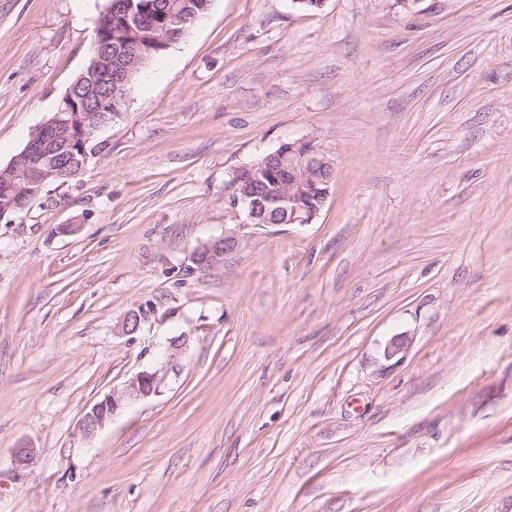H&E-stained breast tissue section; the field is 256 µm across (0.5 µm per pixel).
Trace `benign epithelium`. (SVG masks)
<instances>
[{
  "label": "benign epithelium",
  "mask_w": 512,
  "mask_h": 512,
  "mask_svg": "<svg viewBox=\"0 0 512 512\" xmlns=\"http://www.w3.org/2000/svg\"><path fill=\"white\" fill-rule=\"evenodd\" d=\"M127 0H111L100 15L94 35L93 54L85 71L61 100L58 111L36 128L22 151L6 166L0 167V220L21 212L41 197L56 176L64 146L80 137L83 141L80 160L71 175L85 170L101 152L106 142L97 135L116 121L112 112L116 92L126 87L138 67L141 56L128 55L112 59L113 19L128 16ZM278 172L284 188L281 201L288 203L284 224H309L328 201L335 174V165L328 154L312 139L283 142L262 160L237 168L230 180L232 202L247 206L249 223L262 227L267 209L262 193L264 181L271 171ZM316 197L320 206L306 208L301 201ZM246 240L236 228L224 230V236L198 246L189 256L197 266L227 265L241 255ZM157 372L143 370L120 391H112L96 402L84 415L80 429L93 435L110 422L126 405L146 398L156 391Z\"/></svg>",
  "instance_id": "benign-epithelium-1"
}]
</instances>
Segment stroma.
I'll return each instance as SVG.
<instances>
[{"instance_id": "1", "label": "stroma", "mask_w": 512, "mask_h": 512, "mask_svg": "<svg viewBox=\"0 0 512 512\" xmlns=\"http://www.w3.org/2000/svg\"><path fill=\"white\" fill-rule=\"evenodd\" d=\"M107 4L0 0V166ZM102 137L0 221V512H512V0H211ZM302 138L326 205L248 224L232 171ZM245 246L246 240L238 229L225 228L224 236L202 243L191 253L188 260L197 266H226L237 260ZM157 383V372L148 370L139 372L122 390L106 394L86 412L80 423L82 433L87 436L93 435L110 422L118 410L153 394Z\"/></svg>"}]
</instances>
